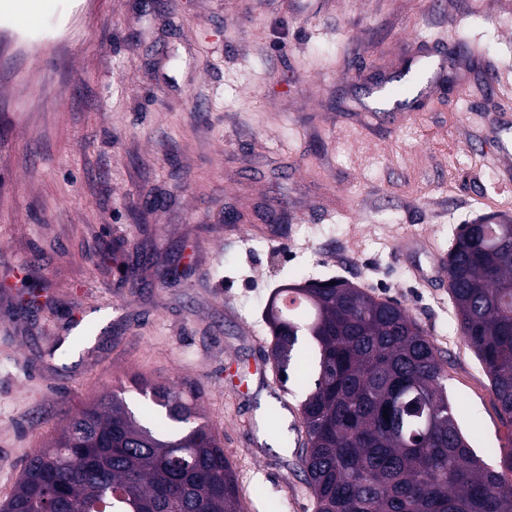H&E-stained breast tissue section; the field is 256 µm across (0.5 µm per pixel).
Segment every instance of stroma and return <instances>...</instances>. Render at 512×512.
Returning <instances> with one entry per match:
<instances>
[{
  "label": "stroma",
  "instance_id": "obj_1",
  "mask_svg": "<svg viewBox=\"0 0 512 512\" xmlns=\"http://www.w3.org/2000/svg\"><path fill=\"white\" fill-rule=\"evenodd\" d=\"M441 64L412 112L372 86ZM512 0H51L0 12V499L60 420L141 375L199 388L250 512H316L297 465L299 362L266 378L263 311L338 276L426 332L487 464L512 448L444 288L461 225L512 219Z\"/></svg>",
  "mask_w": 512,
  "mask_h": 512
}]
</instances>
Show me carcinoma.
I'll use <instances>...</instances> for the list:
<instances>
[{"label": "carcinoma", "mask_w": 512, "mask_h": 512, "mask_svg": "<svg viewBox=\"0 0 512 512\" xmlns=\"http://www.w3.org/2000/svg\"><path fill=\"white\" fill-rule=\"evenodd\" d=\"M446 266L461 335L512 425V220L463 225ZM276 294L275 367L298 357L315 374L298 458L316 512H512V448L496 468L471 449L438 350L403 308L338 279ZM136 385L158 422L99 395L29 457L0 512H59L61 494L76 512H246L197 390Z\"/></svg>", "instance_id": "obj_1"}]
</instances>
